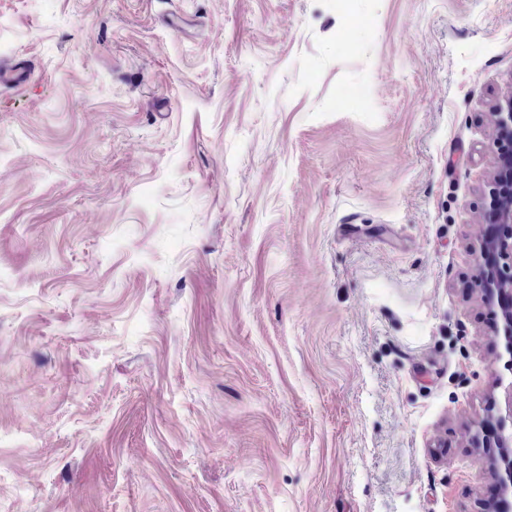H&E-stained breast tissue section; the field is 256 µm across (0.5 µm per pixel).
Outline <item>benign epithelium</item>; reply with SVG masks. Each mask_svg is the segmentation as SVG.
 I'll list each match as a JSON object with an SVG mask.
<instances>
[{"label":"benign epithelium","mask_w":512,"mask_h":512,"mask_svg":"<svg viewBox=\"0 0 512 512\" xmlns=\"http://www.w3.org/2000/svg\"><path fill=\"white\" fill-rule=\"evenodd\" d=\"M498 133L512 138V100L495 113ZM495 219L504 232L496 238H484L479 245L477 267L484 281V301L501 303V318L497 335L512 363V192L502 193L494 200ZM512 413L509 420H500V437L483 444L485 448H500L502 453L492 467L499 482L501 498L497 512H512Z\"/></svg>","instance_id":"7a95c632"}]
</instances>
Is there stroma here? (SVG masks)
<instances>
[{
    "instance_id": "1",
    "label": "stroma",
    "mask_w": 512,
    "mask_h": 512,
    "mask_svg": "<svg viewBox=\"0 0 512 512\" xmlns=\"http://www.w3.org/2000/svg\"><path fill=\"white\" fill-rule=\"evenodd\" d=\"M24 59L0 512H492L512 0H0ZM495 219L504 228L496 238H484L479 245L477 267L484 281V301L501 303V318L496 326L504 348L512 357V192L498 194L494 200ZM508 295V301L504 298Z\"/></svg>"
}]
</instances>
